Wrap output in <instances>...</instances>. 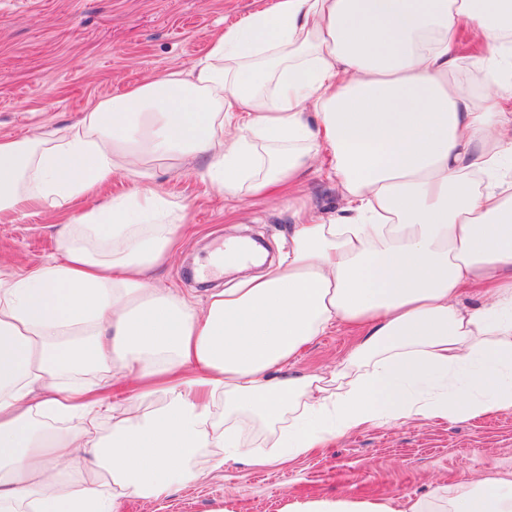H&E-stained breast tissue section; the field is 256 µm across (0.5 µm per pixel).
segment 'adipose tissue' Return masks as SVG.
Returning a JSON list of instances; mask_svg holds the SVG:
<instances>
[{"mask_svg": "<svg viewBox=\"0 0 512 512\" xmlns=\"http://www.w3.org/2000/svg\"><path fill=\"white\" fill-rule=\"evenodd\" d=\"M464 29L493 76L479 98L456 78ZM323 153L337 219L297 213L278 261L203 307L152 284L184 221L162 175L252 197ZM43 209L69 216L59 258L0 269V512H119L378 422L510 411L512 0H271L74 132L0 134V214ZM341 328L359 340L336 367L292 372ZM247 419L275 451L242 440ZM288 512H512V473Z\"/></svg>", "mask_w": 512, "mask_h": 512, "instance_id": "obj_1", "label": "adipose tissue"}]
</instances>
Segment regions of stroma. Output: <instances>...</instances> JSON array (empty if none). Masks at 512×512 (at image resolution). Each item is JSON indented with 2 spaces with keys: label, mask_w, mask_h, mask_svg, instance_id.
<instances>
[{
  "label": "stroma",
  "mask_w": 512,
  "mask_h": 512,
  "mask_svg": "<svg viewBox=\"0 0 512 512\" xmlns=\"http://www.w3.org/2000/svg\"><path fill=\"white\" fill-rule=\"evenodd\" d=\"M265 0H0V133L22 138L36 126L76 124L99 101L147 78L188 68L214 33ZM327 160L306 174L291 203L224 199L200 176L172 172L162 190L185 207L178 250L155 283L201 304L230 277L210 266L231 236L261 241L268 256L288 241L293 211L323 216L342 206ZM62 215L48 210L0 220V262L20 270L58 257ZM354 334L334 331L294 364L318 373L344 359ZM512 470V411L466 423H379L336 438L281 467L228 462L207 479L120 512H288L297 499L348 496L379 501L419 497L433 485L456 492L464 480Z\"/></svg>",
  "instance_id": "1"
}]
</instances>
